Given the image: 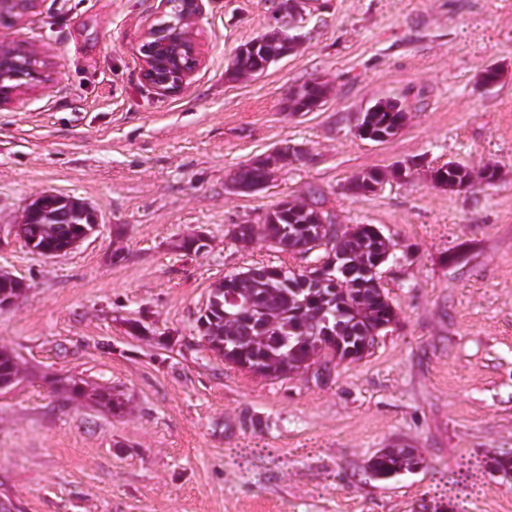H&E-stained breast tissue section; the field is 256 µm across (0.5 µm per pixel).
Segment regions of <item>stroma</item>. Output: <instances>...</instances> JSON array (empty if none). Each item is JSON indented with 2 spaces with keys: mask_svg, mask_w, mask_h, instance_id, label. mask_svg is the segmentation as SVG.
<instances>
[{
  "mask_svg": "<svg viewBox=\"0 0 512 512\" xmlns=\"http://www.w3.org/2000/svg\"><path fill=\"white\" fill-rule=\"evenodd\" d=\"M282 0H204L206 61L183 90L139 65L161 0H40L0 43L38 45L51 82L0 109V227L50 192L86 202L100 229L44 257L0 241L24 295L0 309V347L26 376L0 389V512H512V0H308L299 49L261 76L228 79L239 47L272 29ZM500 82L477 84L487 66ZM327 83L318 110L290 89ZM395 99L404 127L372 142L356 116ZM306 147L261 191L226 182L282 142ZM458 161L493 181L450 192L429 171ZM410 167L374 194L367 169ZM318 191L338 224L394 243L381 282L400 322L324 379H266L224 362L197 319L212 285L258 262L295 270L235 224L262 223ZM200 235L199 252L182 250ZM111 387L108 414L54 391ZM417 449L414 472L377 481L368 459Z\"/></svg>",
  "mask_w": 512,
  "mask_h": 512,
  "instance_id": "35a3bbf8",
  "label": "stroma"
}]
</instances>
